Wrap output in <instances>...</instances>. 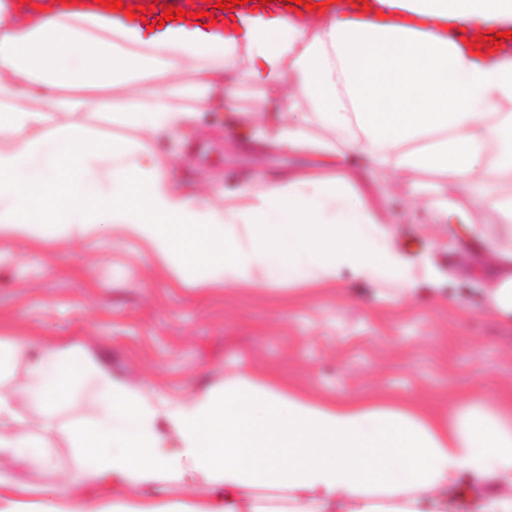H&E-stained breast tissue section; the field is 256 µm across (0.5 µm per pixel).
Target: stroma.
Listing matches in <instances>:
<instances>
[{
	"mask_svg": "<svg viewBox=\"0 0 512 512\" xmlns=\"http://www.w3.org/2000/svg\"><path fill=\"white\" fill-rule=\"evenodd\" d=\"M178 188L216 205H246L244 187L263 178L315 177L316 157L256 141L240 120L202 113L187 136L159 141ZM364 190L389 218L401 252L428 259L446 280L442 296L420 284L397 301L387 289L352 277L340 284L199 288L156 263L136 239L101 226L94 236L48 244L0 235V336L73 349L170 404L197 382L217 384L240 368L275 372L319 398L432 397L440 411L492 408L512 388V325L481 318L472 280L486 267L463 256L421 204L387 173ZM90 392L70 395L41 417L35 434L50 446L40 475L20 469L43 501L77 472L60 435L64 421L89 415Z\"/></svg>",
	"mask_w": 512,
	"mask_h": 512,
	"instance_id": "stroma-1",
	"label": "stroma"
}]
</instances>
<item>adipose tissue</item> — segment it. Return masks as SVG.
<instances>
[{
  "instance_id": "obj_1",
  "label": "adipose tissue",
  "mask_w": 512,
  "mask_h": 512,
  "mask_svg": "<svg viewBox=\"0 0 512 512\" xmlns=\"http://www.w3.org/2000/svg\"><path fill=\"white\" fill-rule=\"evenodd\" d=\"M377 4L366 23L321 0L312 20L262 10L201 35L138 19H21L16 0H0V234L46 244L108 225L193 285L319 286L348 274L407 301L441 274L404 257L357 181L388 171L415 194L418 174L438 173L448 182L434 190L437 217L462 247L494 261L475 280L484 314L512 322V195L502 193L512 184V56L483 57L446 35L512 23V0ZM152 76L161 83L148 98L130 94L118 109L108 98L61 95L131 90ZM245 78L280 96L273 143L317 156L330 172L264 181L247 190V205L226 210L178 190L152 143L186 135L213 102L238 114ZM184 93L193 106L175 104ZM81 111L141 137L104 142L58 119ZM314 125L328 137L314 136ZM353 157L361 174L344 167ZM456 192L493 210L497 234L470 221ZM21 357L23 387L0 394V512H323L338 501L347 512H447L448 489L464 475L500 487L474 512H512V392L499 393L495 409L447 416L424 401L317 399L242 369L171 406L76 351L22 339L0 338V377ZM84 384L96 411L62 430L77 473L46 506L14 476L17 466L40 474L49 465L17 403L51 408ZM192 473L207 476L218 499L162 506L138 495Z\"/></svg>"
}]
</instances>
